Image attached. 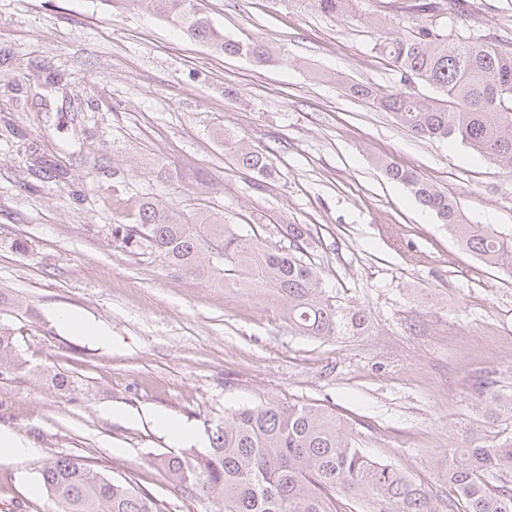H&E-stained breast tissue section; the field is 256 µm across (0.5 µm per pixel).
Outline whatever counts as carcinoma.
<instances>
[{
  "label": "carcinoma",
  "instance_id": "carcinoma-1",
  "mask_svg": "<svg viewBox=\"0 0 512 512\" xmlns=\"http://www.w3.org/2000/svg\"><path fill=\"white\" fill-rule=\"evenodd\" d=\"M133 10L144 2L183 37L221 55L259 64L273 58L253 37L230 39L218 31L200 0H107ZM322 14L344 17L354 0H297ZM411 24L383 28L378 52L400 74L403 87L384 92L354 83L355 98L392 114L397 124L427 140L458 142L512 171V43L473 32L448 40L445 21L466 11V0H414ZM422 84L433 98L415 91ZM224 146L241 169L263 178L277 174L268 151L223 132ZM386 176L410 190L482 261L512 276V240L488 227L466 224L456 204L417 172L383 164ZM288 249L243 234L223 218L204 214L194 224L175 218L163 200L138 205L133 224L112 225V242L133 254L150 252L183 274L226 287L250 288L270 299L292 330L330 338L366 327L365 316L343 317L321 286L308 256V224L287 225ZM13 338L0 329V374L21 368ZM183 491L207 496L220 512H512V440L492 448L466 440L436 461L448 497L359 448L356 433L332 411L307 403L267 400L234 409L215 425L209 448L156 458ZM57 512H161L150 496L115 482L78 457H55L41 471Z\"/></svg>",
  "mask_w": 512,
  "mask_h": 512
}]
</instances>
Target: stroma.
<instances>
[{"instance_id": "obj_1", "label": "stroma", "mask_w": 512, "mask_h": 512, "mask_svg": "<svg viewBox=\"0 0 512 512\" xmlns=\"http://www.w3.org/2000/svg\"><path fill=\"white\" fill-rule=\"evenodd\" d=\"M470 3L449 34L512 41V0ZM205 5L225 36L259 38L274 60L215 54L143 7L0 0V327L23 361L0 375V428L33 447L0 459V512H55L40 470L63 455L161 512H218L156 467L180 448L162 424L189 425L202 450L225 410L267 399L335 412L369 456L447 496L434 469L444 449L512 437V418L478 396L512 392V277L463 250L379 162L417 171L466 223L508 238L512 173L348 94L401 86L361 21L378 0L339 18L296 0ZM220 128L270 151L276 177L238 168ZM149 196L181 221L218 214L279 247L287 225H310L323 288L342 311H366L367 329L301 336L250 289L123 251L112 226ZM60 311L110 343L64 328Z\"/></svg>"}]
</instances>
